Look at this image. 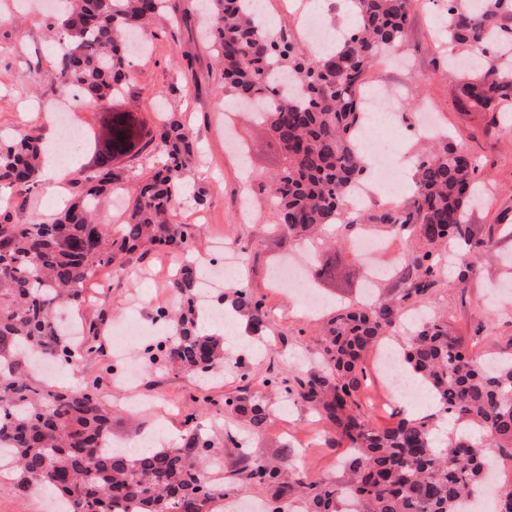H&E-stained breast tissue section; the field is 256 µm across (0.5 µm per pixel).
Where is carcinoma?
I'll list each match as a JSON object with an SVG mask.
<instances>
[{
  "instance_id": "obj_1",
  "label": "carcinoma",
  "mask_w": 512,
  "mask_h": 512,
  "mask_svg": "<svg viewBox=\"0 0 512 512\" xmlns=\"http://www.w3.org/2000/svg\"><path fill=\"white\" fill-rule=\"evenodd\" d=\"M47 27L61 44L49 70L57 90L71 87L83 104L96 107L122 94L129 80L130 39L148 29L164 0H62ZM207 38L221 67L224 89L259 106L257 114L280 147L284 165L261 182L274 208L276 226L297 241L338 225L391 224L418 242L398 273L402 294L372 306L348 305L325 324L319 366L288 383H268L312 407L330 428L328 444L348 449L341 484L303 486L297 512H469L490 458L512 460V353L483 363L448 334L441 315L421 321L400 340L404 369L430 392L438 410L483 431L480 439L455 432L439 440L433 416L405 414L378 424L362 398L369 386L367 358L400 321L407 302L436 284L445 253L463 243L461 278L481 269L487 243L466 223L476 164L444 140L425 149L411 173L408 204L378 214L354 203V187L368 172L357 147L365 123V74L377 56L404 38L411 0H354L356 35L311 60L291 45L273 54L271 35L245 0H206ZM456 54L483 58L460 76L448 60L442 68L456 81L460 99L476 112L512 111V0H448L442 20ZM288 78V94L273 99L274 76ZM125 132L98 146L102 163L66 169L74 200L53 218L32 212L14 220L12 195L38 193L45 139L16 129L0 134V456L19 490L57 494L66 512H213L224 484L200 468L214 443L192 430L177 448L136 453L112 447V410L98 385L73 391L33 376L40 360L71 369L97 352V329L77 334L58 320L79 306L85 284L103 269L121 267L138 249L156 246L187 256L192 235L170 222L188 183L195 141L171 114L155 134L152 162L128 200L125 220L113 227L95 220L98 205L129 181L124 168L105 164L122 152ZM200 269L180 264L172 288L180 298L163 360L178 371L205 376L224 363V337L202 334L196 302ZM231 305L255 334L264 328L262 302L247 289L231 292ZM224 405L245 417L252 430L268 419L257 398L235 396ZM257 488H274L268 512L291 486L285 467L254 460L246 465ZM493 512H512V480L491 491Z\"/></svg>"
}]
</instances>
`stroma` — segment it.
Listing matches in <instances>:
<instances>
[{
	"instance_id": "obj_1",
	"label": "stroma",
	"mask_w": 512,
	"mask_h": 512,
	"mask_svg": "<svg viewBox=\"0 0 512 512\" xmlns=\"http://www.w3.org/2000/svg\"><path fill=\"white\" fill-rule=\"evenodd\" d=\"M31 2L30 11L23 13L17 0H0V133L23 128L49 139L54 135L58 93L36 86L33 77L49 68L54 38L45 25L40 0ZM439 19L436 11L411 13L404 40L375 61L370 75L383 93L397 86L421 87L415 105L400 103V111L413 107L433 112L439 135L451 136L477 159L475 180L483 202L468 213L467 222L489 243L484 270L463 281L459 266L448 265L414 307L447 313L449 334L490 356L512 348V296L498 295L493 288L497 281L512 283V112L491 115L462 105L455 83L437 68L443 40ZM203 22L198 0H167L165 11L151 25L148 53L130 60L126 93L96 108L73 101V116L85 131L101 139L108 136L113 120H124L138 147L149 140L158 107L176 113L190 128L198 157L189 190L171 221L189 226L192 255L198 261L213 257L218 240L241 254L242 263L229 285L245 287L262 300L265 327L262 334L254 335L235 313H228L223 322L203 317V331L223 334L226 361L242 363L239 370L214 381L191 380L149 357L145 347L158 338L155 311L174 307L177 299L172 277L179 261L160 249L138 251L129 255L123 270L113 272L109 287L88 282L75 316L86 323L98 322V351L84 357L77 370L61 373L60 381L74 389L98 384L112 410L116 438L128 435L135 422L145 435H161L166 446H177L188 431V407L203 406L196 424L224 455V512H233L238 501L265 503L273 497L269 490L246 491V472L239 464L244 454L262 461L287 458L292 484L345 479L343 451L326 445L324 422L301 401H283L266 381L312 369L323 320L333 308L361 300L372 266L401 265L414 241L409 234L389 232L381 224L377 231L383 247L375 261L363 260L351 242L333 254L319 248L320 258L335 255L336 276L319 282L325 307L316 316L307 315L296 296L270 280L269 268L296 251L298 244L287 232H271L275 218L267 195H252L247 219L241 215V197L246 183H259L280 170L282 154L268 129L252 121L247 110L235 107L225 93L221 71L202 38ZM198 189L207 192V205H197ZM127 320L140 329L138 340L127 350L140 367L132 385L117 377L112 349L114 325ZM242 389L264 399L272 410L266 426L250 433L244 452L224 441L225 429L245 428L240 415L224 406L225 398ZM132 394L148 401L133 417L125 406Z\"/></svg>"
}]
</instances>
